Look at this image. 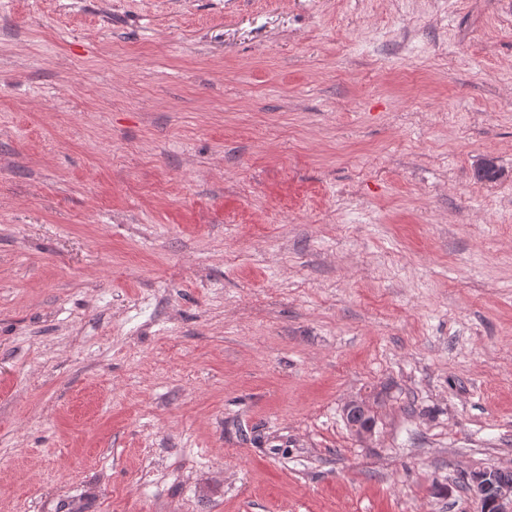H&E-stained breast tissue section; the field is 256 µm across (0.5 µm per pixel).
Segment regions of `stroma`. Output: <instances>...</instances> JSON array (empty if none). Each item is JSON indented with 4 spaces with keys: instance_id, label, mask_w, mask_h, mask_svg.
Listing matches in <instances>:
<instances>
[{
    "instance_id": "1",
    "label": "stroma",
    "mask_w": 512,
    "mask_h": 512,
    "mask_svg": "<svg viewBox=\"0 0 512 512\" xmlns=\"http://www.w3.org/2000/svg\"><path fill=\"white\" fill-rule=\"evenodd\" d=\"M479 468L512 0H0V512H477Z\"/></svg>"
}]
</instances>
